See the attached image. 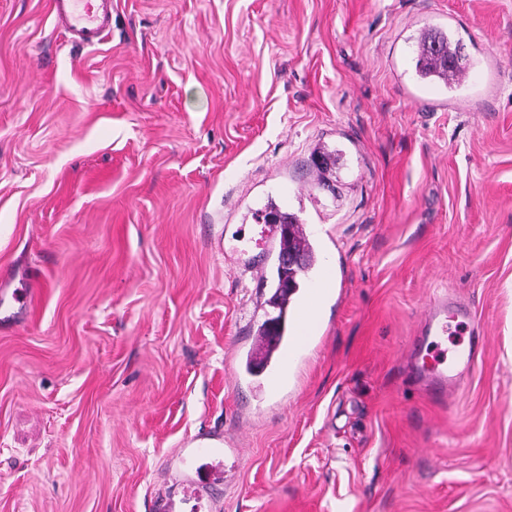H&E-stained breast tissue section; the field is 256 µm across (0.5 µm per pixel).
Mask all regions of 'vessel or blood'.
I'll list each match as a JSON object with an SVG mask.
<instances>
[{"instance_id": "b4317fda", "label": "vessel or blood", "mask_w": 512, "mask_h": 512, "mask_svg": "<svg viewBox=\"0 0 512 512\" xmlns=\"http://www.w3.org/2000/svg\"><path fill=\"white\" fill-rule=\"evenodd\" d=\"M57 27L72 43L94 47L101 44L111 29L112 0H51ZM332 280L323 277L306 290L297 306L300 327L288 341H273L269 347L277 361L287 362L299 347L308 342L316 328L318 307ZM457 319L468 330L469 341L456 355L447 351L448 321ZM418 336L404 355V380L426 395L447 400L469 373L486 342V332L475 323L469 307L448 297H435L425 304L417 330Z\"/></svg>"}]
</instances>
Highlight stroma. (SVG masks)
Returning <instances> with one entry per match:
<instances>
[{
    "label": "stroma",
    "instance_id": "obj_1",
    "mask_svg": "<svg viewBox=\"0 0 512 512\" xmlns=\"http://www.w3.org/2000/svg\"><path fill=\"white\" fill-rule=\"evenodd\" d=\"M469 72L419 79L426 30ZM335 284L268 394L256 213ZM0 512H512V0H112L94 49L0 0ZM487 332L403 387L423 305ZM268 216H274L280 220L281 224H289L291 227V232L288 235V238L281 235V257L288 254L289 256L294 255L300 258L302 260L301 271L310 266L312 261V251L306 240L303 237L298 236L296 233L295 227L298 224L296 216L282 212L275 206H271L266 210L265 218ZM294 256L288 257L286 255L282 260L283 266L288 268V265L294 267L297 264H300V259ZM448 310L449 318L468 329V344L460 349L448 367ZM416 340L404 354L405 374L403 380L416 386L430 398L443 402L459 386L469 373L475 359L486 342L485 328L472 320L469 307L448 296L434 297L425 304L418 324ZM426 354L421 355L423 352Z\"/></svg>",
    "mask_w": 512,
    "mask_h": 512
}]
</instances>
